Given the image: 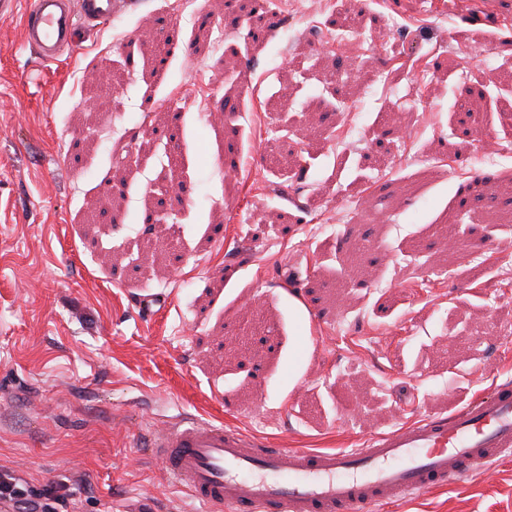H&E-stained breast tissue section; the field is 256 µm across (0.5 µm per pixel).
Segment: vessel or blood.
<instances>
[{"label": "vessel or blood", "instance_id": "b4317fda", "mask_svg": "<svg viewBox=\"0 0 512 512\" xmlns=\"http://www.w3.org/2000/svg\"><path fill=\"white\" fill-rule=\"evenodd\" d=\"M138 0H0L24 13V40L43 61L74 49L89 27ZM148 446L197 512H380L512 460V382L463 408L427 414L358 448H274L242 429L195 416L150 427Z\"/></svg>", "mask_w": 512, "mask_h": 512}]
</instances>
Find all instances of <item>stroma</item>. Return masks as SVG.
Wrapping results in <instances>:
<instances>
[{
	"mask_svg": "<svg viewBox=\"0 0 512 512\" xmlns=\"http://www.w3.org/2000/svg\"><path fill=\"white\" fill-rule=\"evenodd\" d=\"M308 4L54 63L0 20V471L69 512H196L142 446L180 414L352 448L512 380V0ZM383 512H512V462Z\"/></svg>",
	"mask_w": 512,
	"mask_h": 512,
	"instance_id": "1",
	"label": "stroma"
}]
</instances>
